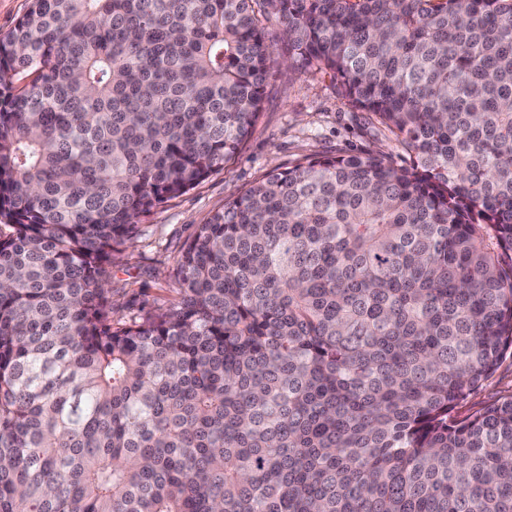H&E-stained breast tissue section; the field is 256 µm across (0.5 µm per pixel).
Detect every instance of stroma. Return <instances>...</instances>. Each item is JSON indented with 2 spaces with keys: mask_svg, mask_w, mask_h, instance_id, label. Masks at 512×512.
I'll return each mask as SVG.
<instances>
[{
  "mask_svg": "<svg viewBox=\"0 0 512 512\" xmlns=\"http://www.w3.org/2000/svg\"><path fill=\"white\" fill-rule=\"evenodd\" d=\"M272 84L241 152L222 171L142 218L133 244L113 256L112 297L122 320L136 316V294H144L151 308L174 301L175 269L184 241L227 200L273 167L285 168L304 157L336 150L395 152L394 142L364 114L342 104L330 78L298 73L278 62Z\"/></svg>",
  "mask_w": 512,
  "mask_h": 512,
  "instance_id": "stroma-1",
  "label": "stroma"
}]
</instances>
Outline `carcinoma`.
I'll list each match as a JSON object with an SVG mask.
<instances>
[{
    "label": "carcinoma",
    "instance_id": "carcinoma-1",
    "mask_svg": "<svg viewBox=\"0 0 512 512\" xmlns=\"http://www.w3.org/2000/svg\"><path fill=\"white\" fill-rule=\"evenodd\" d=\"M298 68L406 155L308 156L114 319L112 254ZM512 0H31L0 35V512H512ZM512 387V359L507 358L490 379L480 390L476 391L460 408L461 413L474 411L481 406L491 402L503 394H506Z\"/></svg>",
    "mask_w": 512,
    "mask_h": 512
}]
</instances>
